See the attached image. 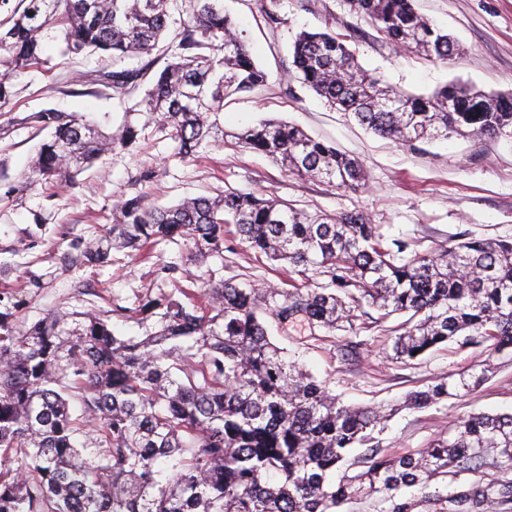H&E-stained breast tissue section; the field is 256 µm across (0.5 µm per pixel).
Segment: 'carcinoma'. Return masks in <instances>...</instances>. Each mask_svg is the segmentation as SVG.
<instances>
[{"mask_svg":"<svg viewBox=\"0 0 512 512\" xmlns=\"http://www.w3.org/2000/svg\"><path fill=\"white\" fill-rule=\"evenodd\" d=\"M174 0H27L0 23V108L13 73L43 64L55 32L60 55L112 58L97 81L116 93L146 76L143 59L166 36ZM393 44L446 62L458 45L418 13L413 0H348ZM171 60L140 105L160 116L179 157L224 144V99L265 80L223 0H193ZM289 71L366 129L402 144L461 137L512 140V94H485L459 80L432 93L393 88L366 70L346 40L303 30ZM23 122L49 131L23 174L44 190L70 182L105 154L137 139L108 130L110 117L52 108ZM291 173L338 189L365 183L359 161L281 120L235 133ZM116 223L80 255L87 267L128 249L153 257L180 238L221 252L226 235L289 267L300 285L257 288L232 281L180 296L141 300L146 335L117 336L110 315L64 313L19 331L16 310H0V512H338L353 500L370 512H512V413L473 414L454 435L395 456L375 444L381 410L342 404L271 342L267 318L283 331L302 319L333 329L367 305L392 330V359L414 360L466 335L491 353L512 348V241L464 237L436 254L403 240L385 244L361 212L309 213L287 201L228 191L144 207L120 200ZM320 277L327 278L319 283ZM464 373L408 395L424 408L478 385ZM81 403L73 416L70 402ZM355 448L364 453L351 459ZM497 476L485 480V473ZM417 487L418 500L404 498Z\"/></svg>","mask_w":512,"mask_h":512,"instance_id":"obj_1","label":"carcinoma"}]
</instances>
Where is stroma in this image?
<instances>
[{
	"mask_svg": "<svg viewBox=\"0 0 512 512\" xmlns=\"http://www.w3.org/2000/svg\"><path fill=\"white\" fill-rule=\"evenodd\" d=\"M264 7L265 0H224L267 75L264 85L226 98L225 131L263 119L296 124L356 158L366 174L364 187L340 191L230 145L179 159L160 131L159 117L139 109L168 52L153 51L143 83L125 93L102 86L86 95L88 78L111 71V59L93 54L67 62L55 42H48L46 64L15 73L13 97L0 110V295L18 305V329L58 311L101 309L110 311L116 334L141 336L145 329L134 311L146 296L222 280L259 287L287 280V269L255 256L236 237L228 238L219 254L199 253L192 243L178 240L159 245L152 263L120 252L116 263L96 269L82 265L80 252L108 231L116 202L135 195L149 206L167 205L230 189L290 201L310 212L359 211L381 225L387 238L407 241L420 252L452 245L464 235L512 240V142L453 137L402 145L330 107L285 71L299 32L330 30L346 37L365 69L409 92L428 94L458 78L486 93H512V0H415L416 9L459 46L458 55L445 63L387 43L347 0H276L280 23L274 29L264 19ZM44 108L110 114L114 135L131 125L138 141L133 149H115L75 183L50 193L20 191V178L43 139L22 119ZM398 322L395 316L377 322L360 312L331 330L300 323L272 337L289 360L323 381L345 405L394 407L378 441L395 455L451 437L470 414L512 412V349L491 356L459 336L416 360L395 363L389 358V334ZM485 362L490 369L478 387L426 408L406 405L409 393L439 380H458Z\"/></svg>",
	"mask_w": 512,
	"mask_h": 512,
	"instance_id": "1",
	"label": "stroma"
}]
</instances>
